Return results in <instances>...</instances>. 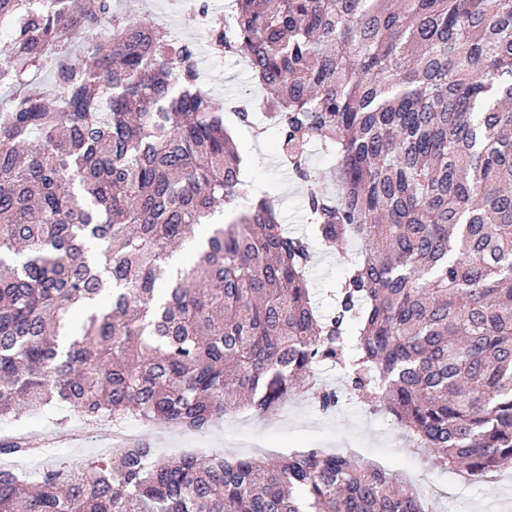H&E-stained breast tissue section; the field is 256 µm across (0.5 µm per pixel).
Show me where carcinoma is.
<instances>
[{"label": "carcinoma", "instance_id": "obj_1", "mask_svg": "<svg viewBox=\"0 0 512 512\" xmlns=\"http://www.w3.org/2000/svg\"><path fill=\"white\" fill-rule=\"evenodd\" d=\"M210 38L273 109L312 237L248 198L195 43L112 0H0V416L63 403L94 422L203 430L271 413L339 369L432 463L512 465V0H233ZM60 50L53 82L34 86ZM336 159L328 182L313 145ZM177 275L169 259L224 206ZM317 240L344 265L309 288ZM360 252L350 257L352 241ZM0 512H428L344 453L163 459L143 446L35 480Z\"/></svg>", "mask_w": 512, "mask_h": 512}]
</instances>
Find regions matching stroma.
I'll return each instance as SVG.
<instances>
[{
	"label": "stroma",
	"instance_id": "obj_1",
	"mask_svg": "<svg viewBox=\"0 0 512 512\" xmlns=\"http://www.w3.org/2000/svg\"><path fill=\"white\" fill-rule=\"evenodd\" d=\"M115 11H128L147 23H162L177 31L182 39L193 41L199 52L202 87L219 102L249 97L253 112L252 125H237L233 135L241 155L252 162L247 192L249 196H271L279 203L282 224L295 233L309 232L304 218L305 188L288 169L281 165L274 148L276 130L255 133L262 122V98L248 72L233 55L213 54L207 34L197 26L192 15L180 12L171 0H113ZM315 262L310 271L313 298L320 310L331 311L335 302L331 293L341 276V267L333 254L322 245H315ZM320 381L336 390L339 402L335 409L322 411L311 399L289 400L288 418L277 415L257 417L246 415L244 421L229 428L216 423L202 431H187L170 439L161 430H149L131 419L129 430L143 433L144 441L157 454L174 457L182 448H207L231 456H255L258 440H266L273 453L284 456L301 448H333L358 455L365 453L373 461L386 466L398 480L425 483L423 497L431 512H448L449 503H457L460 512H512V472L505 471L482 481L469 479L456 470L439 471L430 465L429 456L410 448L400 428L390 415L375 412L347 392V384L339 370H321ZM64 419L66 426L79 422L78 414L67 406L56 405L43 414L22 413L0 418V438L15 432L37 437L38 421Z\"/></svg>",
	"mask_w": 512,
	"mask_h": 512
}]
</instances>
